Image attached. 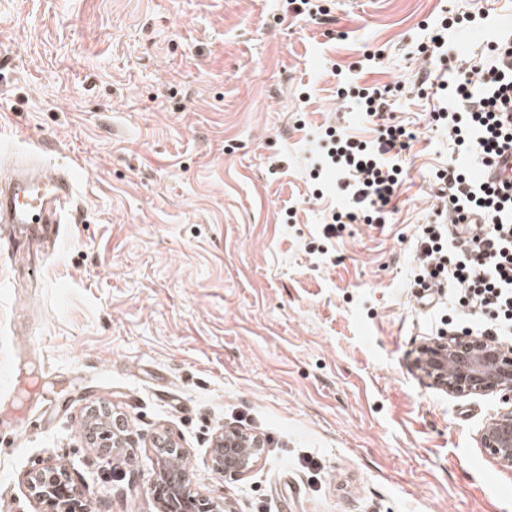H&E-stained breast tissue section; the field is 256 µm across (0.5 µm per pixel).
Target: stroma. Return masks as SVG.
Masks as SVG:
<instances>
[{"label": "stroma", "instance_id": "obj_1", "mask_svg": "<svg viewBox=\"0 0 512 512\" xmlns=\"http://www.w3.org/2000/svg\"><path fill=\"white\" fill-rule=\"evenodd\" d=\"M329 7L331 25L283 0H0V178L33 150L76 178L67 223L0 230V512H53L27 488L47 466L81 512H159L162 435L197 499L235 512H512L479 445L504 401L414 367L443 314L410 286L450 158L431 102L394 105L417 139L387 223L326 240L312 194L334 177H309L321 125L370 136L341 83L413 81L444 11L481 16L449 36L480 53L512 0ZM102 405L127 464L87 439ZM227 427L269 442L240 479L212 462Z\"/></svg>", "mask_w": 512, "mask_h": 512}]
</instances>
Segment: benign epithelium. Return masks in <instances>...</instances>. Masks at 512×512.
Here are the masks:
<instances>
[{
	"mask_svg": "<svg viewBox=\"0 0 512 512\" xmlns=\"http://www.w3.org/2000/svg\"><path fill=\"white\" fill-rule=\"evenodd\" d=\"M416 371L426 385L448 394H499L506 402L512 400L511 344H491L473 335L433 338L419 346ZM103 420L115 423L112 444L125 447L127 439L121 434L125 418L109 411ZM480 444L500 469L512 472V407L501 410L486 423L480 433ZM266 445L267 440L259 435L226 428L213 439V462L224 475L242 477L257 465ZM58 480L53 468H42L32 473L27 488L36 499L56 503L59 512H75L74 503L65 502ZM185 481L184 477L164 475L169 494L165 512H177L184 497L197 504V499L190 497V489H181Z\"/></svg>",
	"mask_w": 512,
	"mask_h": 512,
	"instance_id": "benign-epithelium-1",
	"label": "benign epithelium"
}]
</instances>
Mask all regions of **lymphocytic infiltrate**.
I'll list each match as a JSON object with an SVG mask.
<instances>
[{
	"instance_id": "1",
	"label": "lymphocytic infiltrate",
	"mask_w": 512,
	"mask_h": 512,
	"mask_svg": "<svg viewBox=\"0 0 512 512\" xmlns=\"http://www.w3.org/2000/svg\"><path fill=\"white\" fill-rule=\"evenodd\" d=\"M452 82L424 70L410 87L372 84L338 89L373 125L376 136L366 141L347 130L327 127L319 150L327 172L336 177L344 203L329 210L325 237L344 225L363 220L384 223L400 185L402 151L413 132L397 123L393 99L406 93L418 99L447 92L454 107L439 106L428 124L447 130L457 157L436 173L434 220L418 238L420 269L414 287L428 292L444 288L452 310L465 316L464 333L498 340L512 337V182L497 185L472 178L475 166L495 167L512 150V38L499 37L481 57L460 60Z\"/></svg>"
}]
</instances>
